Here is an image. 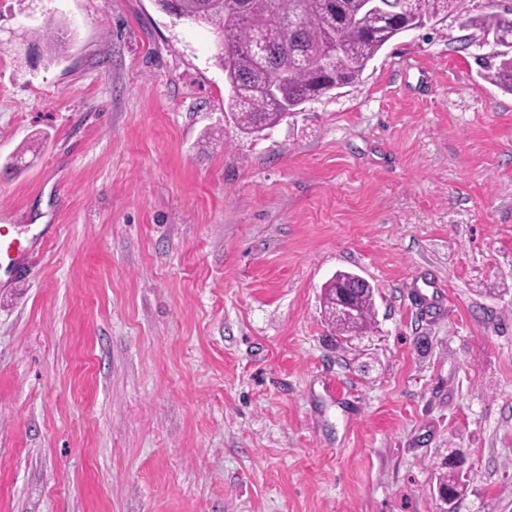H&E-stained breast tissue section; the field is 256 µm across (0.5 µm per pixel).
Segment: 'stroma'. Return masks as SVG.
Here are the masks:
<instances>
[{"label": "stroma", "instance_id": "1", "mask_svg": "<svg viewBox=\"0 0 512 512\" xmlns=\"http://www.w3.org/2000/svg\"><path fill=\"white\" fill-rule=\"evenodd\" d=\"M66 26L63 60L27 52ZM457 15L259 133L208 27L0 0V512H512V94ZM339 272L374 290L336 346ZM344 287V284L335 283L332 279L322 292L324 310L334 328L336 346L341 349L371 332L374 307V290L370 284L356 288ZM344 301L354 312L351 318L342 314L340 306ZM459 455V449L446 448L433 457L432 468L436 480L433 486V492L437 499L438 496H440L455 502L466 490L467 479L465 478V474L452 462V460Z\"/></svg>", "mask_w": 512, "mask_h": 512}]
</instances>
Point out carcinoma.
I'll list each match as a JSON object with an SVG mask.
<instances>
[{
	"label": "carcinoma",
	"instance_id": "carcinoma-1",
	"mask_svg": "<svg viewBox=\"0 0 512 512\" xmlns=\"http://www.w3.org/2000/svg\"><path fill=\"white\" fill-rule=\"evenodd\" d=\"M186 21L211 27L221 34L229 19L230 0H177ZM244 24L231 27L239 48L226 62L230 96L228 112L247 133L259 126L270 128L283 120L285 107L300 105L321 90V63L328 42H340L345 56L335 60V75L346 85L356 82L368 63L391 39L394 27L409 30L423 27L441 16L466 11L465 0H395V25L363 10V0H245ZM465 24L483 36H512V10L503 14L468 17ZM36 44L53 58L65 51L63 33L54 27L43 30ZM480 75L512 93V54L501 52L475 58ZM374 289L366 284L346 288L329 281L322 303L336 335V347L345 348L371 332ZM460 455L447 448L433 457L435 496L457 501L467 488L465 474L453 463Z\"/></svg>",
	"mask_w": 512,
	"mask_h": 512
}]
</instances>
